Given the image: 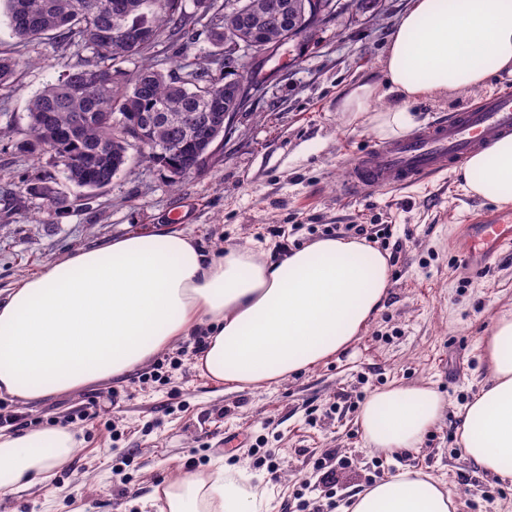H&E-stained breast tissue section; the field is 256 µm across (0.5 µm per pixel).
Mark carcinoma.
<instances>
[{
  "mask_svg": "<svg viewBox=\"0 0 512 512\" xmlns=\"http://www.w3.org/2000/svg\"><path fill=\"white\" fill-rule=\"evenodd\" d=\"M253 35L265 47L285 40L297 42L312 36L318 25L339 7L322 9L321 0H280L288 11L274 14L273 0H238ZM186 0H0V17L12 36L23 44L54 38L79 62L48 83L28 101V132L7 125L0 127V141L38 162L51 146L62 158L52 163L71 184L97 189L112 183L113 169L120 163L118 140L123 123L148 112H163L154 124L153 136L160 142L186 140L183 124L190 113L208 114L205 97L224 100V84L233 85L224 70V33H233L238 17L224 15V25L212 23L210 13L217 0H199L198 14L185 11ZM128 28H146L155 38L143 45L112 40V48L91 42L93 24L112 27L116 15ZM208 33L214 61L203 58L196 66L182 58L169 70L146 63V55L166 33L190 40L195 27ZM143 60L136 70L122 68L125 62ZM191 80L181 74L187 69ZM22 79V65L13 56L0 53V96L5 98ZM73 206L69 196L53 192L43 213L51 217Z\"/></svg>",
  "mask_w": 512,
  "mask_h": 512,
  "instance_id": "1",
  "label": "carcinoma"
}]
</instances>
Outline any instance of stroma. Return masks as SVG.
Instances as JSON below:
<instances>
[{
  "instance_id": "stroma-1",
  "label": "stroma",
  "mask_w": 512,
  "mask_h": 512,
  "mask_svg": "<svg viewBox=\"0 0 512 512\" xmlns=\"http://www.w3.org/2000/svg\"><path fill=\"white\" fill-rule=\"evenodd\" d=\"M410 0H356L337 10L316 35L284 46L263 63L266 95L243 113L216 159L171 186L165 172L143 163L113 178L88 204L44 221L41 198L22 193L23 181L48 169L0 146V290L13 287L76 250L135 232L170 228L183 215L207 252L255 240L277 247L271 226H291L289 248L325 237L344 224L387 229L396 251L382 309L348 349L269 390H227L204 375L178 339L156 357L181 366L169 381L124 377L28 405L0 403L36 428L70 426L78 449L44 485L0 496V512H140L137 501L174 471L205 473L222 458L262 476L272 512H330L331 502L408 467L442 477L459 512H512V480L483 472L464 457V406L488 381L480 341L502 312L512 310V255L485 268L461 267L457 242L475 208L490 201L467 194L454 171L400 190H342L354 156L379 147L365 128L347 124L336 102L350 86L381 74L385 47ZM0 51L28 65L21 86L0 107V126L26 124L28 99L75 58L51 40L16 46L0 25ZM512 89L496 74L485 92L411 103L418 129L468 108L481 94ZM427 383L448 407L417 453L386 455L369 448L357 424L375 390ZM122 391L118 407L102 404L94 421L71 420L88 398ZM247 439L225 449L224 438ZM274 451L269 472L256 449ZM343 463L327 488L314 464L327 450Z\"/></svg>"
}]
</instances>
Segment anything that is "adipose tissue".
Returning <instances> with one entry per match:
<instances>
[{
	"label": "adipose tissue",
	"instance_id": "1",
	"mask_svg": "<svg viewBox=\"0 0 512 512\" xmlns=\"http://www.w3.org/2000/svg\"><path fill=\"white\" fill-rule=\"evenodd\" d=\"M512 76V0H413L389 38L380 78L341 96L346 123L380 139L414 125L410 105ZM463 190L512 204V136L471 155ZM391 286L378 249L326 237L278 261L264 246L204 252L181 230L132 233L23 276L0 296V396L22 404L122 378L180 337L205 328L200 366L234 389H271L349 346ZM489 383L466 405L465 456L512 480V311L481 341ZM446 403L430 385L375 391L357 423L368 447L412 452ZM78 447L65 426L0 430V494L48 479ZM158 512H270L266 488L217 464L178 473L147 499ZM337 512H458L440 477L404 469L350 495Z\"/></svg>",
	"mask_w": 512,
	"mask_h": 512
}]
</instances>
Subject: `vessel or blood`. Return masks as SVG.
Listing matches in <instances>:
<instances>
[{"label":"vessel or blood","mask_w":512,"mask_h":512,"mask_svg":"<svg viewBox=\"0 0 512 512\" xmlns=\"http://www.w3.org/2000/svg\"><path fill=\"white\" fill-rule=\"evenodd\" d=\"M508 135H512V93L504 91L417 134L357 154L343 191L352 196L368 189L411 186L463 163ZM463 237L469 265L484 268L498 251H512V209L477 211Z\"/></svg>","instance_id":"b4317fda"}]
</instances>
